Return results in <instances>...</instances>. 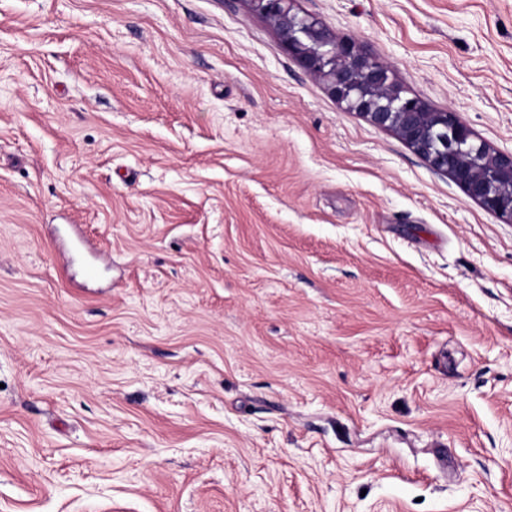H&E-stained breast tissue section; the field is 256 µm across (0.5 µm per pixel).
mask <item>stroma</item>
<instances>
[{"instance_id":"obj_1","label":"stroma","mask_w":512,"mask_h":512,"mask_svg":"<svg viewBox=\"0 0 512 512\" xmlns=\"http://www.w3.org/2000/svg\"><path fill=\"white\" fill-rule=\"evenodd\" d=\"M295 6L512 152V0ZM0 512H512V224L245 0H0Z\"/></svg>"}]
</instances>
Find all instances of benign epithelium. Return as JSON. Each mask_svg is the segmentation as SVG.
<instances>
[{
  "label": "benign epithelium",
  "instance_id": "obj_1",
  "mask_svg": "<svg viewBox=\"0 0 512 512\" xmlns=\"http://www.w3.org/2000/svg\"><path fill=\"white\" fill-rule=\"evenodd\" d=\"M277 30L288 55L328 93L372 125L390 131L436 172L507 224L512 223V152L479 140L456 112L408 94L392 66L356 40L295 11V0H245Z\"/></svg>",
  "mask_w": 512,
  "mask_h": 512
}]
</instances>
